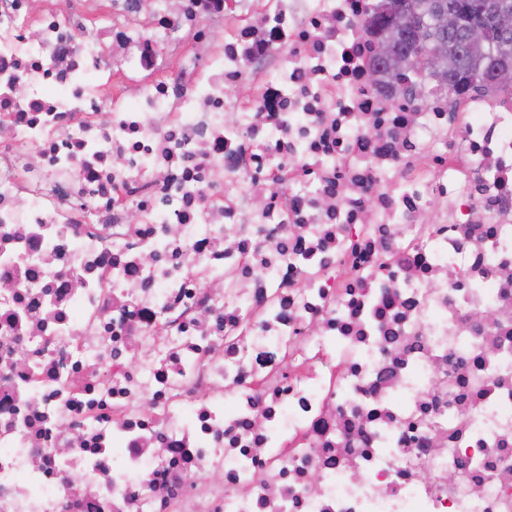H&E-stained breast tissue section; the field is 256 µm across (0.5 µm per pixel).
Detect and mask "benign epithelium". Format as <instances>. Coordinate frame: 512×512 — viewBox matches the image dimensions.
I'll list each match as a JSON object with an SVG mask.
<instances>
[{
    "label": "benign epithelium",
    "mask_w": 512,
    "mask_h": 512,
    "mask_svg": "<svg viewBox=\"0 0 512 512\" xmlns=\"http://www.w3.org/2000/svg\"><path fill=\"white\" fill-rule=\"evenodd\" d=\"M462 9L468 15L465 29V43L470 51L487 53L489 44L500 34L512 32V7L502 0H478L474 4L464 5ZM382 26L375 30V36L386 61V82L394 87L400 83L401 76L410 73L416 77L415 91L419 98L424 97L426 85L432 75L446 69L453 73V62L447 61L448 42L440 40L423 50L422 38L416 24H411L410 47L399 50L388 37L389 32L414 19V0H381L378 8ZM439 22L454 30L460 24L459 12L455 7L442 4L438 9ZM485 77L495 86L512 84V65L492 62Z\"/></svg>",
    "instance_id": "1"
}]
</instances>
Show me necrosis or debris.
Instances as JSON below:
<instances>
[{
	"label": "necrosis or debris",
	"instance_id": "necrosis-or-debris-1",
	"mask_svg": "<svg viewBox=\"0 0 512 512\" xmlns=\"http://www.w3.org/2000/svg\"><path fill=\"white\" fill-rule=\"evenodd\" d=\"M109 2L0 0V512H512V97L373 84L377 0Z\"/></svg>",
	"mask_w": 512,
	"mask_h": 512
}]
</instances>
